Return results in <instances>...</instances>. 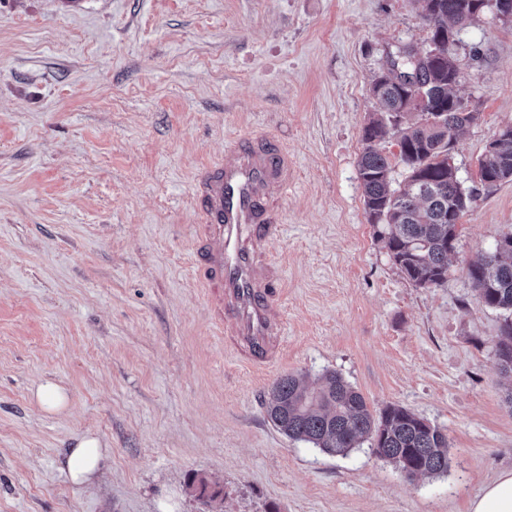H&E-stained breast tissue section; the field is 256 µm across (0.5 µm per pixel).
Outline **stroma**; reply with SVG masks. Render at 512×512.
<instances>
[{
	"label": "stroma",
	"instance_id": "stroma-1",
	"mask_svg": "<svg viewBox=\"0 0 512 512\" xmlns=\"http://www.w3.org/2000/svg\"><path fill=\"white\" fill-rule=\"evenodd\" d=\"M428 37L414 0H0V512H468L512 470L503 315L464 271L512 232V181L478 174L512 125V23L459 34L477 118L453 160L476 199L443 285L392 262L358 178L371 81ZM231 135L294 162L269 244L286 318L271 369L236 356L199 284L192 180ZM327 371L439 427L447 472L278 432L274 382ZM45 381L68 410L35 404ZM85 433L111 453L79 490L60 462Z\"/></svg>",
	"mask_w": 512,
	"mask_h": 512
}]
</instances>
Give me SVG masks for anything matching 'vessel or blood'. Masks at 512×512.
Returning a JSON list of instances; mask_svg holds the SVG:
<instances>
[{"label": "vessel or blood", "instance_id": "b4317fda", "mask_svg": "<svg viewBox=\"0 0 512 512\" xmlns=\"http://www.w3.org/2000/svg\"><path fill=\"white\" fill-rule=\"evenodd\" d=\"M294 180L287 150L262 137H232L223 157L195 176V251L201 286L224 335L246 364L269 366L284 342L276 268L268 246L279 225L278 202Z\"/></svg>", "mask_w": 512, "mask_h": 512}]
</instances>
